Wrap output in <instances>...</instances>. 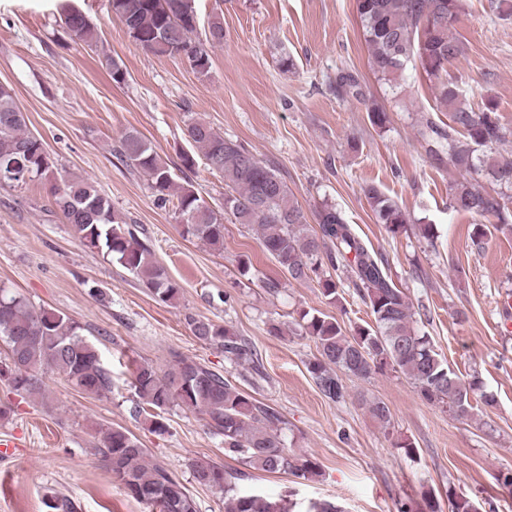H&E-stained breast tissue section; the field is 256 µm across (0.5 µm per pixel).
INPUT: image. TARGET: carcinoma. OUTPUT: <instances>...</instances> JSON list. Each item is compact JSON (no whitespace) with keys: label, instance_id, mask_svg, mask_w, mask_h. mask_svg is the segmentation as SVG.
<instances>
[{"label":"carcinoma","instance_id":"1","mask_svg":"<svg viewBox=\"0 0 512 512\" xmlns=\"http://www.w3.org/2000/svg\"><path fill=\"white\" fill-rule=\"evenodd\" d=\"M354 7L369 49V67L379 79L397 84L408 69L415 68L433 80L436 100L449 113V123L445 129L426 122L421 135L431 143L430 152L445 153L459 171L483 172L500 187L487 191L465 178L453 188L451 207L492 217L496 229L511 225L512 204L504 190H512V155L497 151L507 130L491 102L474 108L466 90L448 74V66L464 53L453 28L466 11L465 0H354ZM112 13L135 44L155 55L186 56L191 70L201 78L208 77L212 67L209 47L224 42V20L219 16L208 22L205 38L196 37L195 0H112ZM60 22L72 41L98 46L99 30L82 12L66 9ZM336 88L343 95H361L358 80L349 72L338 74ZM183 138L190 149L179 155L180 171H194L201 158L209 169L221 173L227 187L224 208L212 207L191 184H178L169 164L137 131L124 133L113 149L147 176L159 206H172L179 218L194 215V223L180 225L182 235L223 250L227 212L236 223L255 231L263 251L289 279L317 280L323 296L334 303L341 281L330 272L345 273L369 308L374 323L357 325L349 335L320 312L304 315L305 334L317 347L307 370L326 397L345 400L341 372L368 378L389 367L410 379L430 404L449 409L464 404L471 411L477 398L485 407L495 406V397L481 391L478 380L462 382L441 358L432 337L416 326L429 320L427 310L414 309L405 291L393 282L388 261L359 236L341 209L322 206L316 214L318 230L311 232L302 209L290 202L276 169L241 143L224 138L198 119L185 124ZM11 165L21 177L0 178V186L26 185L46 177L53 167L42 140L28 131L12 89L0 85V167ZM52 195L56 211L82 245L115 259L157 300L169 303L178 297L181 286L155 260L149 245L123 227L126 220L93 182L64 177L53 186ZM366 197L376 222L387 232L395 236L406 231L407 216L396 200L373 187ZM184 320L200 343L259 370L254 351L230 328L192 313L185 314ZM0 341L8 348V361L0 363V379L20 396L43 394L40 376L48 370L63 375L86 394L102 395L112 388L111 373L75 320L58 311L37 310L6 288H0ZM132 386L137 397L133 415L149 419L153 431L166 430L161 413L174 404L198 411L207 417L213 433L223 437L224 454L248 468L227 471L205 460L192 464L194 481L223 496L224 512H297L291 500L273 499L243 485L252 470L306 480L319 474L316 459L297 455L286 446L287 422L278 411L174 351L164 371L139 364ZM365 406L383 427L391 425L392 413L383 400L369 399ZM99 434L98 452L112 480L128 495L158 512H195L186 487L164 467L150 462L148 449L133 434L121 427L102 428ZM448 506L451 512H479L474 502L451 489Z\"/></svg>","mask_w":512,"mask_h":512}]
</instances>
